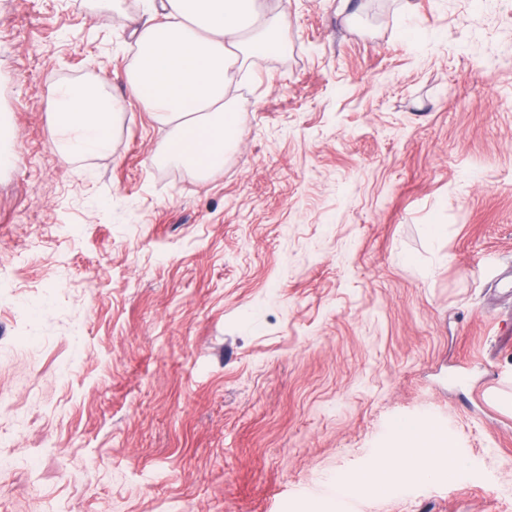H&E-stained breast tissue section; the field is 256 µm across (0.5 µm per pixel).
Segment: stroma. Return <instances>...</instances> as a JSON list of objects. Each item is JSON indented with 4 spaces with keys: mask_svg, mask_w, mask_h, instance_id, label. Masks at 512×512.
I'll list each match as a JSON object with an SVG mask.
<instances>
[{
    "mask_svg": "<svg viewBox=\"0 0 512 512\" xmlns=\"http://www.w3.org/2000/svg\"><path fill=\"white\" fill-rule=\"evenodd\" d=\"M269 8L203 180L127 82L162 14L0 0V512H324L400 418L468 466L363 512H512V0ZM71 81L104 153L53 142ZM56 142L67 154L92 155L109 149L112 116L108 102L88 84L67 82L54 96Z\"/></svg>",
    "mask_w": 512,
    "mask_h": 512,
    "instance_id": "obj_1",
    "label": "stroma"
}]
</instances>
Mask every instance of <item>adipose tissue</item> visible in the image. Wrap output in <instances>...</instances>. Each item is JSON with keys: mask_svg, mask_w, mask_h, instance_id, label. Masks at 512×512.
Wrapping results in <instances>:
<instances>
[{"mask_svg": "<svg viewBox=\"0 0 512 512\" xmlns=\"http://www.w3.org/2000/svg\"><path fill=\"white\" fill-rule=\"evenodd\" d=\"M167 2L165 21L145 25L139 33L129 83L157 122L174 125L169 159L204 176L223 166L225 154L243 136L242 118L226 99L227 74L247 57L280 54L281 22L267 14L264 0ZM54 110L55 140L66 153L92 155L109 149L111 109L88 84L58 85ZM391 437L392 449L404 454L426 449L418 462L420 479L438 478L442 461L452 470L465 465L446 435L419 421H395ZM392 449L383 450L372 463L384 490L392 489L398 479L387 466Z\"/></svg>", "mask_w": 512, "mask_h": 512, "instance_id": "ef3b65f1", "label": "adipose tissue"}]
</instances>
